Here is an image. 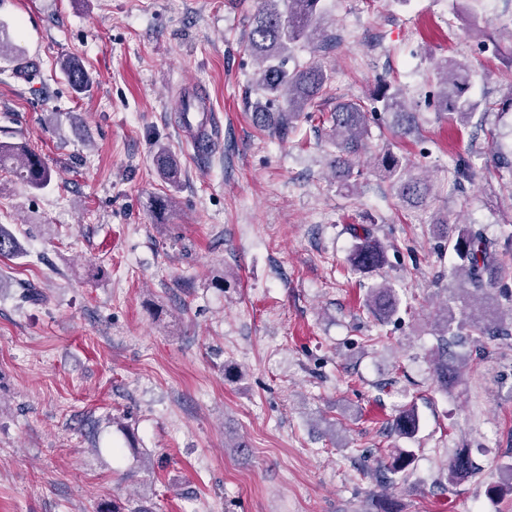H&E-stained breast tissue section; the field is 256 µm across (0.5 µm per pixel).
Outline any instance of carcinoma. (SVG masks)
Wrapping results in <instances>:
<instances>
[{"instance_id": "1", "label": "carcinoma", "mask_w": 512, "mask_h": 512, "mask_svg": "<svg viewBox=\"0 0 512 512\" xmlns=\"http://www.w3.org/2000/svg\"><path fill=\"white\" fill-rule=\"evenodd\" d=\"M325 0H257L256 8L249 17L247 48L259 62L253 90L263 101L257 102L253 122L281 138L297 129L302 119L314 120V113L324 112L323 104L328 96L330 76L322 65L312 60L294 68H288L292 52L307 44L327 51L336 46V34L322 27ZM69 84L78 93L89 85V78L78 59L68 57L61 62ZM439 84L436 92L438 111L450 114L460 124L470 123L479 109H492L489 104L472 99L468 95L471 68L455 59H444L438 65ZM391 116L393 128L408 134L416 128V113L407 105L399 88L389 83L377 90L373 107L359 102H340L329 112L327 137L335 148L333 168L336 177L351 187L360 176L353 159L365 151L370 133L369 112ZM492 172L498 180L512 185V152L499 149L492 151ZM383 176L390 182L395 195L404 203L413 205L427 200L431 186L427 179L415 173V166L402 160L393 152L384 154L380 161ZM0 168L13 173L28 189L39 191L51 181V171L39 150L27 141L0 142ZM441 234L448 239L459 259L457 271L463 276L468 311L461 318L448 308L437 315L439 344L434 352L433 369L438 386L446 391L459 378V368L448 359V337L499 336L508 333L503 328L509 322L512 328V291L498 287V274L503 263L498 258L495 243L481 230L470 228L453 234L448 220L439 221ZM350 256L354 270L372 274L383 268L386 252L383 245L371 238L366 227ZM18 241L0 230V257H12L18 252ZM507 302L508 313L497 312L492 306ZM395 289L381 282L369 288L365 305L380 320L388 321L399 309ZM420 419L415 408L399 410L392 422V430L407 440L416 438ZM411 448H399L383 468V478L393 482V477L405 474L414 461ZM477 467L467 451L460 449L448 461V483L455 484L476 475Z\"/></svg>"}]
</instances>
